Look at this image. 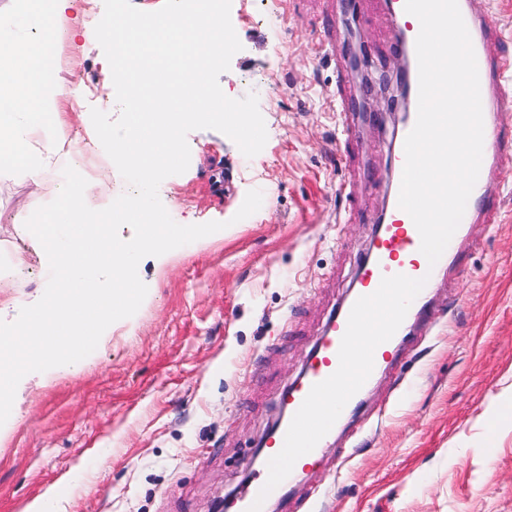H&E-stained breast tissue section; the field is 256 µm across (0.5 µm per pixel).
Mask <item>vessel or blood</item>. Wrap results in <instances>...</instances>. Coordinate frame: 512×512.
I'll return each mask as SVG.
<instances>
[{"mask_svg": "<svg viewBox=\"0 0 512 512\" xmlns=\"http://www.w3.org/2000/svg\"><path fill=\"white\" fill-rule=\"evenodd\" d=\"M475 51L484 120L482 174L469 196L463 223L493 224L501 206V187L488 174L499 171L504 159L512 157V136L500 117L512 112V51L504 49V37L487 8L486 0H458ZM390 16L401 34L391 51L407 55L410 63L401 81L410 93L419 87L416 38L420 23L404 10V0H389ZM336 110L343 138H352L350 117L353 99L344 84L336 86ZM405 164L404 150L394 156L395 176L391 202L377 220L366 255L357 265V289L339 306L316 340L304 374L288 387V419L266 440L267 461L238 494L224 505L225 512H267L281 498L287 481L300 470L315 466L328 448L332 423L324 412L340 413L357 408L359 398L379 372L392 370L403 359L395 346L409 319L432 327L435 311L428 296L463 249L461 234H454L436 264H429L420 251V235L397 200ZM366 343H356L359 335Z\"/></svg>", "mask_w": 512, "mask_h": 512, "instance_id": "1", "label": "vessel or blood"}]
</instances>
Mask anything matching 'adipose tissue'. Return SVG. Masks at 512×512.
I'll return each mask as SVG.
<instances>
[{
  "instance_id": "obj_1",
  "label": "adipose tissue",
  "mask_w": 512,
  "mask_h": 512,
  "mask_svg": "<svg viewBox=\"0 0 512 512\" xmlns=\"http://www.w3.org/2000/svg\"><path fill=\"white\" fill-rule=\"evenodd\" d=\"M83 2L7 0L0 6V14L20 18L27 28L0 49V174L51 182L55 201L48 212L17 217L51 258L54 292L23 315L18 331L0 335V368L11 372L69 358L93 319L139 300L129 275L133 254L174 233L155 221L152 192L164 171L161 158L181 151L183 124L210 112L208 72L224 49L215 0H170L161 18L147 22L105 14L90 30V38L111 47L108 65L126 85L128 114L125 127L86 129V143L110 149L113 164L128 169L137 187L134 201L106 205L93 187L50 175L81 86H49L43 52L63 36V20L82 13ZM166 76L179 92L156 94ZM116 224L131 225L133 238L113 240ZM98 272L111 287H98ZM80 306L89 307L88 317L77 315Z\"/></svg>"
}]
</instances>
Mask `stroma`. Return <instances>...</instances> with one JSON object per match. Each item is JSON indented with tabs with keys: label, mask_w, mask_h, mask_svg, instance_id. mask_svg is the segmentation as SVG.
<instances>
[{
	"label": "stroma",
	"mask_w": 512,
	"mask_h": 512,
	"mask_svg": "<svg viewBox=\"0 0 512 512\" xmlns=\"http://www.w3.org/2000/svg\"><path fill=\"white\" fill-rule=\"evenodd\" d=\"M168 0H91L98 15H161ZM343 0H222L233 47L209 83L240 109L202 114L153 191L166 224L200 237L139 251V301L99 320L76 370L21 373L0 416V512L54 489L61 512H214L251 469L283 392L305 367L329 315L349 295L373 219L387 201L390 130L368 124L344 150L336 60L322 39ZM372 78L395 74L387 0H356ZM109 48L56 46L57 78L83 86L52 168L136 193L132 175L83 127L124 118ZM51 207L49 187L0 177V278L18 308L36 306L48 264L17 214ZM473 245L433 294L438 324L412 337L401 369L380 375L321 462L290 487L282 512H512V158L502 166L499 223L473 224Z\"/></svg>",
	"instance_id": "stroma-1"
}]
</instances>
